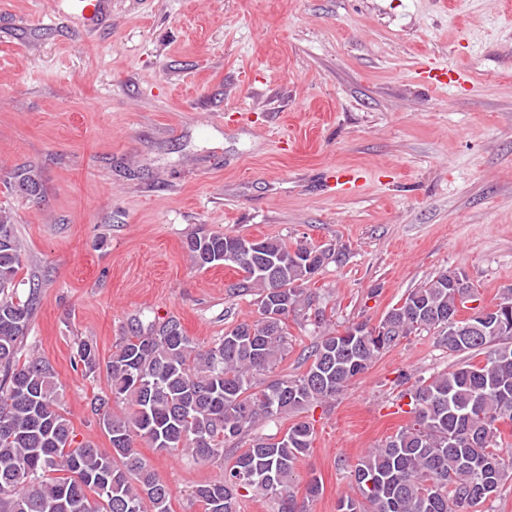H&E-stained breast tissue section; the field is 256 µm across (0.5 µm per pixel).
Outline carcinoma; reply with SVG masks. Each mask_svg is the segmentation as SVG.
I'll use <instances>...</instances> for the list:
<instances>
[{"instance_id":"1","label":"carcinoma","mask_w":512,"mask_h":512,"mask_svg":"<svg viewBox=\"0 0 512 512\" xmlns=\"http://www.w3.org/2000/svg\"><path fill=\"white\" fill-rule=\"evenodd\" d=\"M187 249L200 269H239L232 288L257 296L259 318L204 346L173 317L122 337L106 363L108 393L90 402L111 444L103 451L75 441L52 365L21 354L39 284L29 281L28 295L20 298L24 247L10 217L0 214V512H171L170 489L138 452V442L222 462L224 445L257 422L335 400L401 339L431 330L448 351L485 359L414 382L398 376L414 421L357 461L351 469L357 494L340 497L337 512H473L512 476L497 426L512 419V288L492 309L464 317L459 298L469 291L466 279L440 271L371 330L361 323L331 331L317 309L320 337L307 369L264 381L258 375L288 353V315L312 309L306 285L329 251L203 232L189 237ZM73 360L84 377L98 376L93 341L76 343ZM114 402L125 410L112 411ZM313 434L310 423L297 421L280 436L253 439L219 478L196 486L193 498L203 512H239L242 493L259 491L277 512H305L290 486Z\"/></svg>"}]
</instances>
